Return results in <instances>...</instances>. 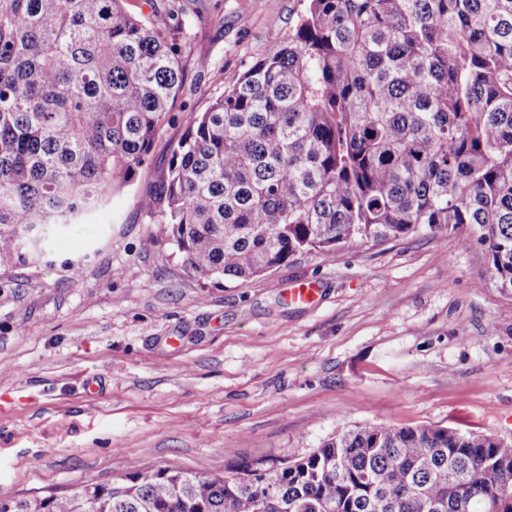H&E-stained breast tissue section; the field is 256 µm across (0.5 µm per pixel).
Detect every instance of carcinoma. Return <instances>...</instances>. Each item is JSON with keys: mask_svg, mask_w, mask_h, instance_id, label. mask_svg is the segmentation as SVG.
<instances>
[{"mask_svg": "<svg viewBox=\"0 0 512 512\" xmlns=\"http://www.w3.org/2000/svg\"><path fill=\"white\" fill-rule=\"evenodd\" d=\"M288 40L197 113L139 204L189 274L248 280L301 252L477 228L512 292V0H306ZM0 0V272L135 182L188 37L174 0ZM512 441L365 422L295 460H172L91 483L100 512H512ZM0 512H77L75 492Z\"/></svg>", "mask_w": 512, "mask_h": 512, "instance_id": "obj_1", "label": "carcinoma"}]
</instances>
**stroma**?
<instances>
[{"mask_svg":"<svg viewBox=\"0 0 512 512\" xmlns=\"http://www.w3.org/2000/svg\"><path fill=\"white\" fill-rule=\"evenodd\" d=\"M183 90L130 188L0 275V499L178 461L215 473L308 455L365 421L512 441V293L478 232L302 253L252 280L185 270L138 197L194 112L286 41L304 0H176ZM133 275H125V268ZM315 283L314 301L288 294Z\"/></svg>","mask_w":512,"mask_h":512,"instance_id":"obj_1","label":"stroma"}]
</instances>
